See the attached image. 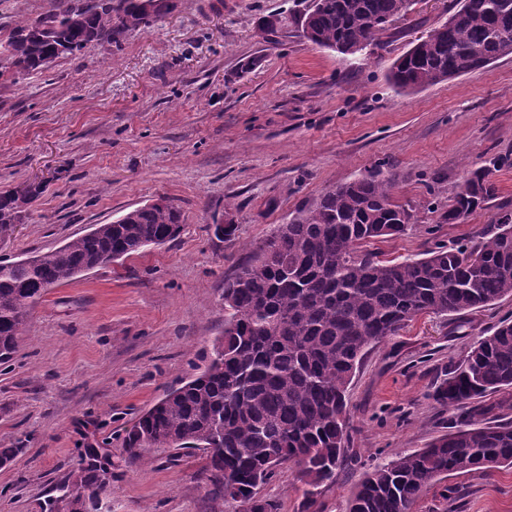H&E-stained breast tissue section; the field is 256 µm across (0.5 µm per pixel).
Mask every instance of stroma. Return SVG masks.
<instances>
[{"label": "stroma", "instance_id": "1", "mask_svg": "<svg viewBox=\"0 0 512 512\" xmlns=\"http://www.w3.org/2000/svg\"><path fill=\"white\" fill-rule=\"evenodd\" d=\"M54 0H0V42ZM121 46L105 42L21 79L0 76V189L41 192L0 245L21 260L56 249L160 199L178 237L48 289L9 369H0V512H48L85 448L112 460L97 512H215L201 452L157 448L132 459L137 417L204 369L224 332V283L302 207L382 171L398 201L419 204L413 231L373 242L379 258L468 243L512 209V56L413 93L392 63L458 7L415 0L355 59L300 36L294 0H177ZM281 15L282 26L260 21ZM258 64L241 66L251 57ZM493 164L497 192L465 223L450 204L469 168ZM232 219V238L215 227ZM512 318V296L461 315L425 313L371 351L348 390L347 453L336 481L306 498L288 466L259 489L277 512H344L375 466L424 448L457 413L434 398L478 338ZM412 512H512V469L451 474Z\"/></svg>", "mask_w": 512, "mask_h": 512}]
</instances>
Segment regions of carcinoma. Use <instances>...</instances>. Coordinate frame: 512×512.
I'll return each mask as SVG.
<instances>
[{
	"instance_id": "carcinoma-1",
	"label": "carcinoma",
	"mask_w": 512,
	"mask_h": 512,
	"mask_svg": "<svg viewBox=\"0 0 512 512\" xmlns=\"http://www.w3.org/2000/svg\"><path fill=\"white\" fill-rule=\"evenodd\" d=\"M294 23L313 44L344 58L374 43L406 15L410 0H304ZM19 22L0 43V65L17 73L41 69L43 59L74 55L92 40L120 46L130 31L147 28L135 0H86V9L57 5ZM512 56V0H461L447 21L431 28L392 64L399 92H415L478 71ZM19 188L0 192V233L19 221ZM490 168L469 172L448 209L431 203L439 222L459 224L495 196ZM417 206L394 200L390 180L374 172L326 191L276 227L253 258L224 285V336L199 374L168 392L125 435L136 448L198 450L209 494L224 504L252 503L280 465L291 467L313 494L333 483L344 460L350 424L348 389L364 356L422 313L475 311L512 295V212L472 244L437 246L421 256L381 261L366 244L408 234ZM181 214L170 204L145 205L122 224H96L87 235L29 259L0 258V365L17 353L34 305L48 288L69 282L99 254L126 257L176 238ZM479 259L471 264V256ZM512 389V322L504 320L467 351L438 387V400L468 409L472 401ZM70 476L91 490V512L107 489L92 459ZM512 467V422L466 425L427 447L366 473L346 512H411L420 494L451 473Z\"/></svg>"
}]
</instances>
